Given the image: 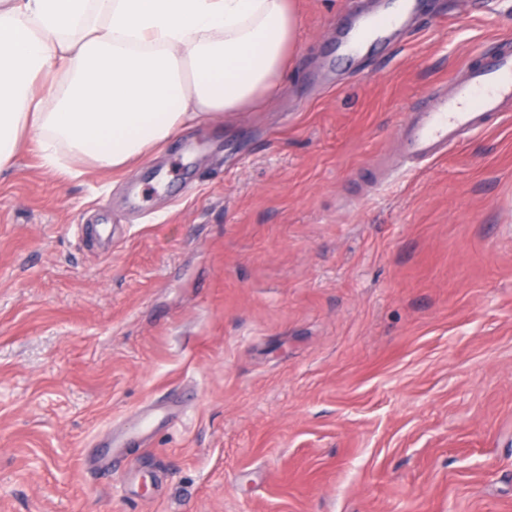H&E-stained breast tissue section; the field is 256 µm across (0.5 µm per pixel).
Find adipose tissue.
<instances>
[{
  "label": "adipose tissue",
  "instance_id": "adipose-tissue-1",
  "mask_svg": "<svg viewBox=\"0 0 512 512\" xmlns=\"http://www.w3.org/2000/svg\"><path fill=\"white\" fill-rule=\"evenodd\" d=\"M297 28L290 0H0V169L27 136L45 167L64 147L119 170L274 98Z\"/></svg>",
  "mask_w": 512,
  "mask_h": 512
}]
</instances>
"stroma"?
Masks as SVG:
<instances>
[{
	"mask_svg": "<svg viewBox=\"0 0 512 512\" xmlns=\"http://www.w3.org/2000/svg\"><path fill=\"white\" fill-rule=\"evenodd\" d=\"M363 2L293 0L281 93L129 168L0 169V512H512V115L369 182L512 0L337 59ZM176 418L169 414L150 410L138 411L126 424L121 434L113 438L109 448H112V459L122 456V449L137 441L142 435L160 425H172Z\"/></svg>",
	"mask_w": 512,
	"mask_h": 512,
	"instance_id": "35a3bbf8",
	"label": "stroma"
}]
</instances>
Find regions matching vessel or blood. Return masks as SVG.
Returning a JSON list of instances; mask_svg holds the SVG:
<instances>
[{
  "label": "vessel or blood",
  "mask_w": 512,
  "mask_h": 512,
  "mask_svg": "<svg viewBox=\"0 0 512 512\" xmlns=\"http://www.w3.org/2000/svg\"><path fill=\"white\" fill-rule=\"evenodd\" d=\"M396 2L397 11L386 10L359 19L340 42L339 53L352 56L364 43L389 41L424 8V0ZM505 112H512V43L503 40L485 62L463 64L451 87L437 88L425 105L406 115L397 134L401 168L413 171L447 156L453 145L490 127ZM174 422V416L165 413L138 411L121 434L112 439L113 458H120L123 448L145 432Z\"/></svg>",
  "instance_id": "obj_1"
}]
</instances>
